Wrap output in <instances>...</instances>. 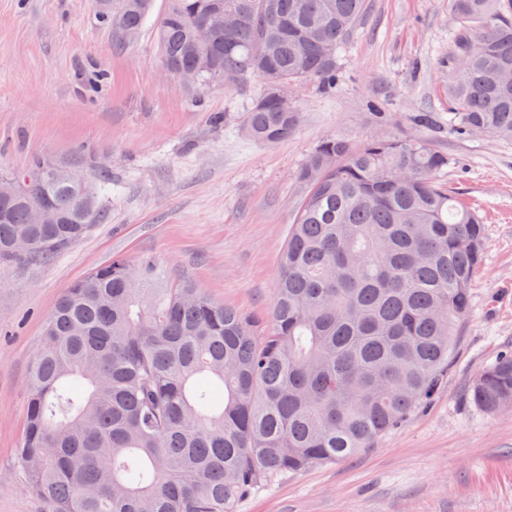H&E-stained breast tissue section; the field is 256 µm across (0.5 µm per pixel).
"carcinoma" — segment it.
<instances>
[{"instance_id":"obj_1","label":"carcinoma","mask_w":512,"mask_h":512,"mask_svg":"<svg viewBox=\"0 0 512 512\" xmlns=\"http://www.w3.org/2000/svg\"><path fill=\"white\" fill-rule=\"evenodd\" d=\"M221 5L238 30L203 24ZM153 0L95 6L122 41ZM449 123L512 141V4L450 0ZM366 0H168L156 22L171 74L201 57L198 88L256 76L267 92L241 129L257 143L298 128L276 86L336 83ZM448 156L419 139L319 143L281 254L271 328L189 282L161 285L153 260L114 258L72 284L48 317L30 368L19 464L47 512H234L273 477L342 461L442 390L480 270L483 227L438 176ZM0 267L42 263L105 216L111 179L38 160L5 174ZM34 204L55 224L30 223ZM485 411L512 405V350L471 387Z\"/></svg>"}]
</instances>
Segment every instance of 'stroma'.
<instances>
[{
  "label": "stroma",
  "instance_id": "1",
  "mask_svg": "<svg viewBox=\"0 0 512 512\" xmlns=\"http://www.w3.org/2000/svg\"><path fill=\"white\" fill-rule=\"evenodd\" d=\"M455 29L449 0H369L335 86L291 89L300 126L262 145L239 129L262 80L187 87L164 72L153 25L125 44L93 0H0V173L80 157L112 177L107 215L83 238L50 262L0 270V512L45 509L17 452L34 352L67 288L112 258L147 257L265 330L309 155L328 137L382 136L446 154L441 180L484 224L448 380L373 448L274 479L235 512H512V410L469 398L512 348V142L449 124Z\"/></svg>",
  "mask_w": 512,
  "mask_h": 512
}]
</instances>
